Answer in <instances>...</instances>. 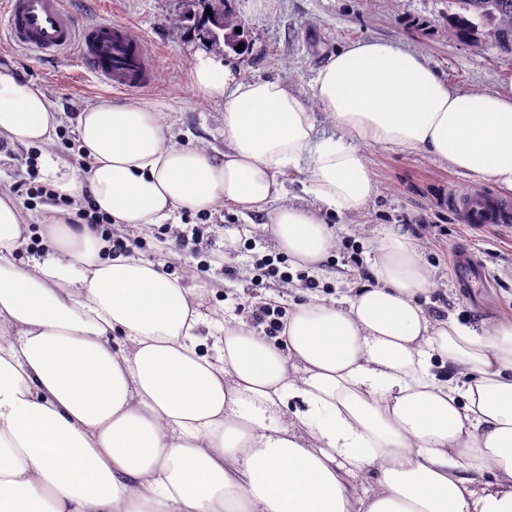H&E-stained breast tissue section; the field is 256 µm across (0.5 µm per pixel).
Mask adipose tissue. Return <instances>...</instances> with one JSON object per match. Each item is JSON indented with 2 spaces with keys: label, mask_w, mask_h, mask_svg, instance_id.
<instances>
[{
  "label": "adipose tissue",
  "mask_w": 512,
  "mask_h": 512,
  "mask_svg": "<svg viewBox=\"0 0 512 512\" xmlns=\"http://www.w3.org/2000/svg\"><path fill=\"white\" fill-rule=\"evenodd\" d=\"M191 82L224 105L223 151L101 99L77 114L71 166L52 152L54 103L1 71L0 138L40 148L54 193L90 194L117 226L230 206L314 270L334 246L325 214L375 194L363 146L426 152L512 197V80L464 92L365 40L330 52L306 97L203 54ZM291 172L309 206L289 202ZM68 218L52 209L51 253L19 264L32 233L0 193V512H512V323L432 318L411 241L385 234L370 284L295 304L270 339L209 320L166 270L177 253H116Z\"/></svg>",
  "instance_id": "1"
}]
</instances>
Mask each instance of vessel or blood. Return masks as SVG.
Segmentation results:
<instances>
[{"label": "vessel or blood", "instance_id": "1", "mask_svg": "<svg viewBox=\"0 0 512 512\" xmlns=\"http://www.w3.org/2000/svg\"><path fill=\"white\" fill-rule=\"evenodd\" d=\"M0 11L13 45L41 58L78 52L87 70L113 91L138 92L156 81L141 39L126 23L80 22L65 0H5ZM448 203L469 224L512 223V203L476 191L450 195ZM456 266L462 287H489L481 258L470 250L458 252Z\"/></svg>", "mask_w": 512, "mask_h": 512}]
</instances>
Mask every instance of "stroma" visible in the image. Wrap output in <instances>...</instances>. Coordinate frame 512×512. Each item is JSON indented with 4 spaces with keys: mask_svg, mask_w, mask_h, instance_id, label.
I'll list each match as a JSON object with an SVG mask.
<instances>
[{
    "mask_svg": "<svg viewBox=\"0 0 512 512\" xmlns=\"http://www.w3.org/2000/svg\"><path fill=\"white\" fill-rule=\"evenodd\" d=\"M66 4L82 21L131 26L145 45L157 81L147 90L128 94L127 100L161 112L179 141L188 146L224 147L223 104L202 98L191 84L190 69L200 52L231 56L243 78H278L304 95L328 52L365 39L421 53L442 78L462 91H490L512 79V55L484 40L486 23L478 22L473 30L460 27V19L473 17L461 0H226V8L242 19L244 50L235 55L224 43H207L194 31L186 19L197 9L194 0H66ZM0 68L33 82L56 102L61 126L53 151L74 162L77 112L98 99L113 98V91L85 71L75 54L52 61L0 42ZM365 153L375 175L376 195L357 213L326 215L336 247L319 270L291 260L284 266L288 278L269 273L254 281V261L275 254L276 248L256 229L261 216L247 220L221 207L207 221L214 226L215 245L223 249L226 264L240 267L238 279L218 288L212 272L184 277L186 266L200 262L187 253L181 263L169 266V273L193 288L202 311L220 308L225 319L246 322L252 305L261 298L290 308L313 294L337 300L350 296L370 277L376 238L394 233L417 245L421 263L434 275V288L420 298L429 315H452L474 326L484 321L511 323L512 223L476 227L464 223L448 206L452 193L476 189L497 196L494 184L461 175L423 152L369 147ZM38 154V149L17 146L0 157V189L15 192L22 181L43 184ZM228 224L247 230L231 246L225 245L223 236ZM462 244L480 255L491 282L473 297L457 283L454 253ZM309 280L315 281V289L306 288Z\"/></svg>",
    "mask_w": 512,
    "mask_h": 512,
    "instance_id": "35a3bbf8",
    "label": "stroma"
}]
</instances>
